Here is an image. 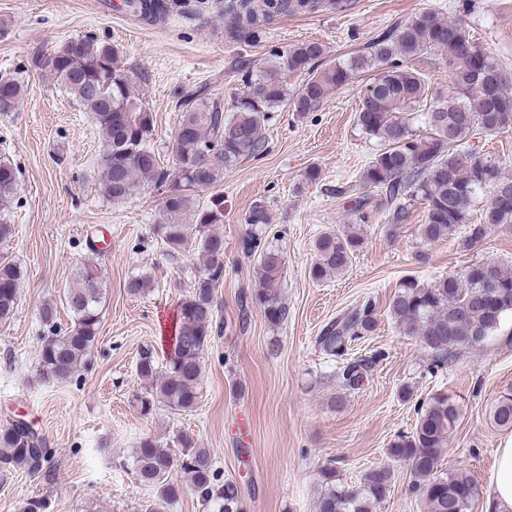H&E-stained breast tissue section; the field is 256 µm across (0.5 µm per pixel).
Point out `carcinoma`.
Returning a JSON list of instances; mask_svg holds the SVG:
<instances>
[{"mask_svg": "<svg viewBox=\"0 0 512 512\" xmlns=\"http://www.w3.org/2000/svg\"><path fill=\"white\" fill-rule=\"evenodd\" d=\"M124 6L134 16L157 23L176 8L189 9L190 0H124ZM322 7L323 0H224V35L249 45L279 17L313 14ZM429 52L446 55L456 95L436 100L423 113L426 134L418 136L404 113L433 96L412 66ZM364 69L375 74L365 88L357 124L379 138L383 149L360 177L370 193L355 198L354 220L365 224L380 212L391 238L408 224L414 202H423L425 220L417 225L423 248L414 255L419 264L429 259L425 247L448 238L462 224L468 227L466 248L475 247L491 227L512 224V175L500 162L466 146L472 136L512 129L508 76L462 23L430 11L396 23L365 52L346 62L327 58L324 46L315 41L275 51L259 65L244 62L238 69L243 91L228 112L219 97L202 90H175L178 114L170 164L152 145L153 113L134 93L132 80L111 45L92 36L71 39L49 53L36 52L17 71L0 76L1 115L16 110L24 73L31 70L52 78L91 115L99 131L103 196L121 202L138 195L147 184L154 186L162 191L165 215V221L155 225L154 235L174 255L194 244L199 249V270L192 289L179 302L165 363H158L151 350L138 360L137 373L144 387L133 395V405L139 414L150 416L161 407L174 413L194 409L201 394L204 354L213 335L223 333L215 292L224 281V236L211 226L224 223V199L218 195L200 207L194 192L219 185L225 173L263 153L261 129L268 113L286 104L300 116L314 112L336 88ZM289 73L304 75L294 93L288 92ZM17 187L16 169L0 161V247L15 236V225L7 223L6 215ZM485 195L480 221L474 224L471 209ZM185 215L196 225V243L190 225L183 223ZM245 222L251 231L242 238V250L259 261L258 286L251 300L270 324L278 325L287 316L281 296L282 258L262 237L263 226L269 224L264 205L254 204ZM362 244L354 224L342 233L322 234L315 243L312 278L322 281L344 270ZM21 279V267L0 260V319L13 314ZM104 292L101 268L84 262L73 273L66 296L71 326L55 328L54 305L42 304L40 317L50 326L37 358L43 380L66 381L88 363L97 342ZM388 309L400 333L419 338L442 368L449 354L483 346L502 319L512 314V270L499 261L482 260L429 285L407 277L397 285ZM374 326L375 305L367 300L328 324L317 338L320 351L340 365L336 375L347 391L358 388L376 361L373 356L347 360L352 343ZM460 419V403L445 392L435 393L417 408L413 432L390 443L389 454L410 466L409 491L425 512H470L480 497V488L467 469L441 471L442 456ZM490 420L498 428L512 430L511 393L492 406ZM178 444L176 452L147 437L135 448L133 473L156 495L146 512H166L178 501L182 484L170 479L176 464L202 501L217 498L224 502L222 512H238L239 488L232 481L219 484L210 450L189 435L180 436ZM48 454L44 438L25 422L10 418L0 425L1 472L39 474ZM392 478L390 468L374 467L358 485L345 487L338 482L336 469L327 465L320 470L317 512H371L373 504L386 498Z\"/></svg>", "mask_w": 512, "mask_h": 512, "instance_id": "obj_1", "label": "carcinoma"}]
</instances>
